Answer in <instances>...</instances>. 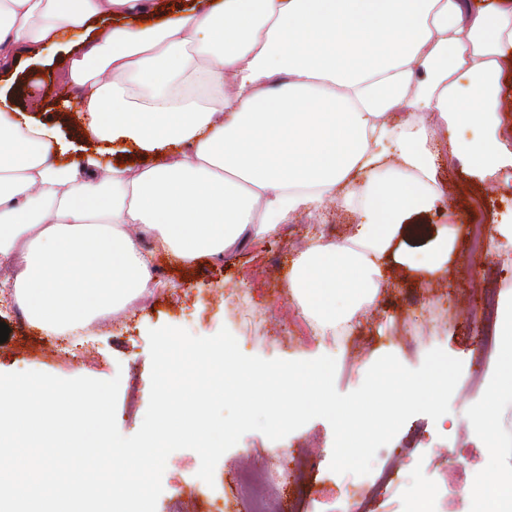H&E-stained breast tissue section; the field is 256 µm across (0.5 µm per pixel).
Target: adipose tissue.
Segmentation results:
<instances>
[{"label": "adipose tissue", "mask_w": 512, "mask_h": 512, "mask_svg": "<svg viewBox=\"0 0 512 512\" xmlns=\"http://www.w3.org/2000/svg\"><path fill=\"white\" fill-rule=\"evenodd\" d=\"M147 7L0 0V67L62 30L136 18L102 27L62 73L79 136L104 145L83 165L64 160L73 141L0 91V296L45 335H80L157 288V254L220 256L339 199L360 216L354 235L310 236L289 272L316 334L338 335L376 303L406 219L439 199L427 116L453 128L472 178L512 168L498 117L512 60L502 0H209L138 23ZM116 152L129 162H107ZM501 336L498 384L472 414L486 431L494 400L512 398V314Z\"/></svg>", "instance_id": "ef3b65f1"}]
</instances>
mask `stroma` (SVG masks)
<instances>
[{
	"label": "stroma",
	"mask_w": 512,
	"mask_h": 512,
	"mask_svg": "<svg viewBox=\"0 0 512 512\" xmlns=\"http://www.w3.org/2000/svg\"><path fill=\"white\" fill-rule=\"evenodd\" d=\"M78 40V34L66 32L53 49L22 52L11 88L18 108L38 102L40 118L58 124L70 138L75 128L56 90ZM428 123L441 145L442 201L421 215L422 233L409 229L396 241L377 302L356 311L349 334L316 336L294 301L288 280L290 263L304 249L308 234L316 232L339 242L351 235L356 217L335 203L321 217L286 216L279 233L262 241L240 237L220 258L207 256L185 267L170 256L157 258L156 275L165 286L155 291L154 302L139 301L119 316L95 319L84 344L71 354L54 337L34 329L22 309L14 305L0 309V321L10 329L7 341L0 343V373L33 370L68 379L119 378L117 427L122 435L131 436L139 430L149 403V330L174 326L196 336L215 335L227 324L224 305L231 299L262 313L269 329L263 345L239 339L244 354L284 360L332 356L335 387L341 393L357 389L383 355L396 354L414 369L428 351L439 348L463 364L449 412L436 421L424 414L411 417L384 453L375 456L371 474L330 470L332 427L316 418L276 442L257 431L244 434L220 458L210 485L197 476L196 452H173L162 476L156 512H181L185 491L194 492L201 505H214L221 512H246L245 503L233 495L234 475L246 463L281 483L283 512L295 506L304 512H356L362 489L391 462L396 465L393 482L376 496L374 512H414L420 495L426 498L427 512H477L479 497L488 487L512 482V399L502 398L493 405V433L476 430L471 421L473 409L497 384L500 361L499 352L477 353L479 333L471 317L480 307L482 288H499L501 300H512V283L500 285L496 275L499 262L512 260V245L496 232L502 214L512 209V180L497 176L474 181L464 162L451 152L452 130L436 116ZM447 227L453 230V245L441 268L431 271L402 264L405 251L430 243ZM478 227L488 248L475 253L470 239ZM417 430L425 441L409 448L410 436ZM491 441L496 448L490 455L486 445Z\"/></svg>",
	"instance_id": "obj_1"
}]
</instances>
